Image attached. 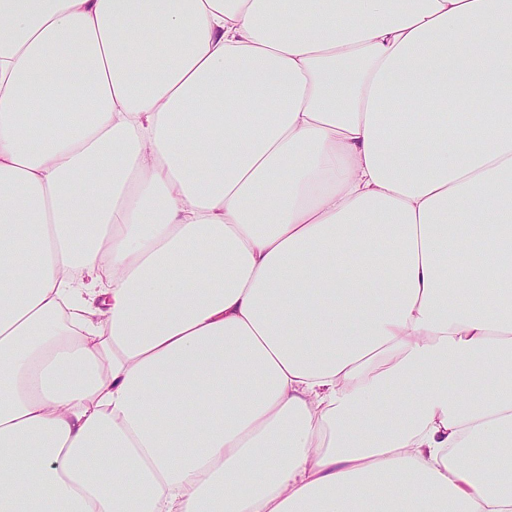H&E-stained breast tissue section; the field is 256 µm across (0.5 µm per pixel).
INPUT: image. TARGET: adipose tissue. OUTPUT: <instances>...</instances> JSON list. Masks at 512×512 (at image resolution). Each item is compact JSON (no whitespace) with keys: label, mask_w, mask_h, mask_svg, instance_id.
Segmentation results:
<instances>
[{"label":"adipose tissue","mask_w":512,"mask_h":512,"mask_svg":"<svg viewBox=\"0 0 512 512\" xmlns=\"http://www.w3.org/2000/svg\"><path fill=\"white\" fill-rule=\"evenodd\" d=\"M0 512H512V0H0Z\"/></svg>","instance_id":"1"}]
</instances>
